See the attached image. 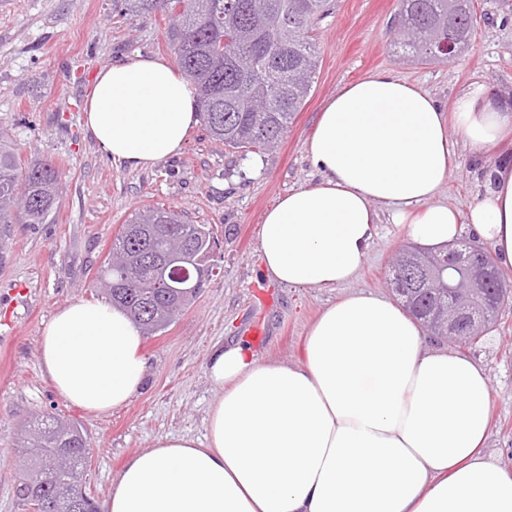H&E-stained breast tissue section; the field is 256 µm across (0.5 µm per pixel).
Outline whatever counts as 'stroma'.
I'll list each match as a JSON object with an SVG mask.
<instances>
[{
  "mask_svg": "<svg viewBox=\"0 0 512 512\" xmlns=\"http://www.w3.org/2000/svg\"><path fill=\"white\" fill-rule=\"evenodd\" d=\"M477 23L468 50L455 61L421 63L396 47V0H336L318 21L315 83L281 145L259 169L196 128L178 157L145 170L121 168L84 131L83 107L98 72L118 56H171L169 14L126 16L116 0H0V140L23 162L53 161L61 197L42 224L0 231V512H23L16 496L17 436L27 421L52 414L79 424L90 447L86 489L105 503L126 461L166 435L206 433L204 419L219 392L206 375L217 342L238 343L261 359H299L305 334L338 292L288 288L262 273L259 228L264 211L289 190L314 184L306 154L316 116L342 85L385 68L451 103L479 81L512 99V0H474ZM500 156L475 159L459 145L440 201L466 208L484 170ZM155 206L207 224L215 274L165 332L144 340L146 385L111 413L85 412L64 401L43 374L39 336L52 315L76 301H101L95 283L121 227L137 209ZM408 242L383 220L352 292L392 298L390 263ZM264 331L255 339L253 327ZM483 366L492 423L486 453L512 469V301L487 335L458 348Z\"/></svg>",
  "mask_w": 512,
  "mask_h": 512,
  "instance_id": "obj_1",
  "label": "stroma"
}]
</instances>
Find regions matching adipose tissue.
<instances>
[{
    "label": "adipose tissue",
    "instance_id": "obj_1",
    "mask_svg": "<svg viewBox=\"0 0 512 512\" xmlns=\"http://www.w3.org/2000/svg\"><path fill=\"white\" fill-rule=\"evenodd\" d=\"M198 123L196 91L166 57L112 62L86 98L87 134L131 170L179 155ZM509 133L512 104L479 82L449 107L391 70L344 85L307 144L317 182L264 216L265 276L291 288L349 283L385 213L416 244L472 234L512 267V163L488 170L466 211L437 200L458 144L480 153ZM142 344L125 311L80 300L54 313L37 354L64 400L108 414L145 385ZM206 375L220 396L205 437L168 435L131 457L106 512H512V470L484 452L485 369L424 350L415 320L384 297L326 306L295 362L216 344Z\"/></svg>",
    "mask_w": 512,
    "mask_h": 512
}]
</instances>
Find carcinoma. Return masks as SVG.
Wrapping results in <instances>:
<instances>
[{"label":"carcinoma","mask_w":512,"mask_h":512,"mask_svg":"<svg viewBox=\"0 0 512 512\" xmlns=\"http://www.w3.org/2000/svg\"><path fill=\"white\" fill-rule=\"evenodd\" d=\"M122 13L179 9L180 26L170 28V48L184 76L195 87L200 117L209 136L246 157L274 150L316 77L318 60L310 32L330 14V0H124ZM475 12L472 0H401L398 45L422 63L438 57L433 49L457 37L459 53L470 44ZM60 173L50 160H35L22 170L14 148L0 143V224H42L58 202ZM30 201L16 209L18 199ZM213 240L202 224H190L173 210L149 207L122 225L111 253L129 265L98 271L109 280L110 302L125 309L144 336L168 329L212 275L205 265L193 271L190 287H151L147 261L177 246L203 252ZM419 274L408 277L400 262L393 266V291L423 328L440 335L448 317L472 315L470 335L443 338L472 344L512 296L507 280L490 267L468 265L458 274L478 287L459 294L448 288L444 256L405 250ZM18 453L33 469H22L17 496L26 512H98L88 492H80L87 468V439L82 428L57 416L43 415L18 438Z\"/></svg>","instance_id":"cac0c4a2"}]
</instances>
